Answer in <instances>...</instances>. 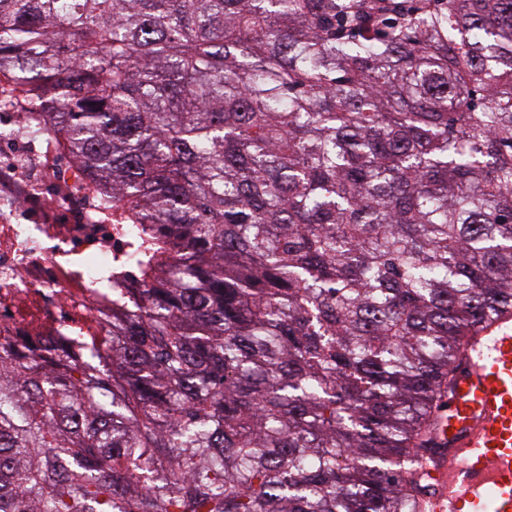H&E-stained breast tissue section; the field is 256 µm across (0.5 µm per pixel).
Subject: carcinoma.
<instances>
[{"label": "carcinoma", "mask_w": 512, "mask_h": 512, "mask_svg": "<svg viewBox=\"0 0 512 512\" xmlns=\"http://www.w3.org/2000/svg\"><path fill=\"white\" fill-rule=\"evenodd\" d=\"M163 238L0 361V512H420L512 314V0H0V82Z\"/></svg>", "instance_id": "cac0c4a2"}]
</instances>
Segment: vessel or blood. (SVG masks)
I'll use <instances>...</instances> for the list:
<instances>
[{
  "instance_id": "vessel-or-blood-1",
  "label": "vessel or blood",
  "mask_w": 512,
  "mask_h": 512,
  "mask_svg": "<svg viewBox=\"0 0 512 512\" xmlns=\"http://www.w3.org/2000/svg\"><path fill=\"white\" fill-rule=\"evenodd\" d=\"M422 462L425 512H512V324L467 346Z\"/></svg>"
}]
</instances>
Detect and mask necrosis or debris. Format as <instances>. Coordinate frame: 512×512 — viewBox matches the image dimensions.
Wrapping results in <instances>:
<instances>
[{"label":"necrosis or debris","instance_id":"necrosis-or-debris-1","mask_svg":"<svg viewBox=\"0 0 512 512\" xmlns=\"http://www.w3.org/2000/svg\"><path fill=\"white\" fill-rule=\"evenodd\" d=\"M85 172L55 183L0 154V352L74 347L112 329V281L135 275L130 225L95 202ZM33 223H19L21 212Z\"/></svg>","mask_w":512,"mask_h":512}]
</instances>
